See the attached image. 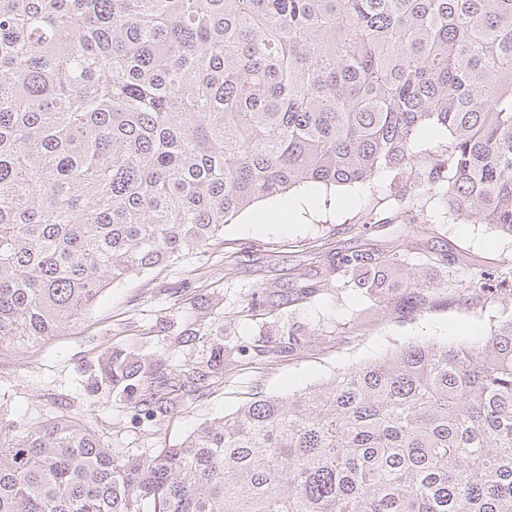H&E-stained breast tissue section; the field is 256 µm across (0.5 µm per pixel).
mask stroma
<instances>
[{
    "mask_svg": "<svg viewBox=\"0 0 512 512\" xmlns=\"http://www.w3.org/2000/svg\"><path fill=\"white\" fill-rule=\"evenodd\" d=\"M448 139L436 128L413 144L409 172L382 170L369 181L315 186L296 216L249 225L241 212L201 252L105 288L79 322L24 348L0 349V424L32 425L54 413L83 421L105 445L145 458L179 445L198 425L232 415L254 394L287 396L330 381L413 341L474 342L512 317V237L453 219L443 200L407 194L405 184L446 165ZM404 255L431 288L407 312L369 297L332 273L336 249ZM449 267L482 272L486 286L467 298L446 288ZM315 285L309 297L299 288ZM189 339H181V332ZM224 350V372L154 419L139 409L140 389L100 387L88 377L102 352L120 349L166 372L202 366Z\"/></svg>",
    "mask_w": 512,
    "mask_h": 512,
    "instance_id": "35a3bbf8",
    "label": "stroma"
}]
</instances>
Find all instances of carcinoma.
Masks as SVG:
<instances>
[{
  "instance_id": "cac0c4a2",
  "label": "carcinoma",
  "mask_w": 512,
  "mask_h": 512,
  "mask_svg": "<svg viewBox=\"0 0 512 512\" xmlns=\"http://www.w3.org/2000/svg\"><path fill=\"white\" fill-rule=\"evenodd\" d=\"M429 126L447 168L409 191L512 236V0H0V345L261 200L405 169ZM336 270L406 309L429 288L397 253ZM221 351L143 384L146 413L209 386ZM144 378L107 350L89 385ZM0 512H512V317L255 396L149 459L65 415L0 426Z\"/></svg>"
}]
</instances>
